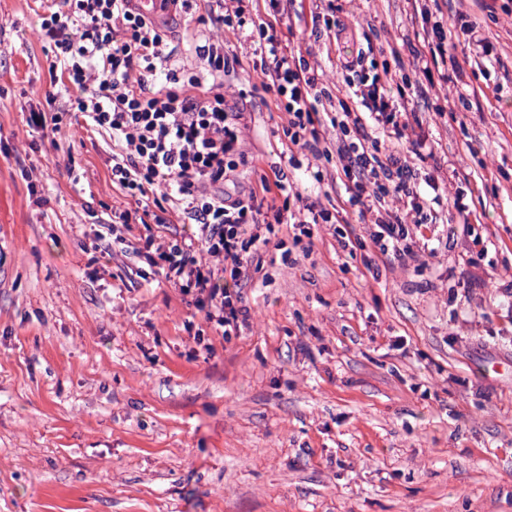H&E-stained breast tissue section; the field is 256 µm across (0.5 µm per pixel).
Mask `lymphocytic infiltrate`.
Returning a JSON list of instances; mask_svg holds the SVG:
<instances>
[{
    "label": "lymphocytic infiltrate",
    "instance_id": "1",
    "mask_svg": "<svg viewBox=\"0 0 512 512\" xmlns=\"http://www.w3.org/2000/svg\"><path fill=\"white\" fill-rule=\"evenodd\" d=\"M190 8L191 0H160L153 16L135 10L132 0H63L42 29L59 50L61 89L69 92L88 127L112 139L113 187L136 197L146 211L175 205L193 228L189 242L147 241L149 265L228 338L249 326L239 286L251 251L268 246L287 222L340 224L344 216L303 202L302 192L294 191L281 171L243 191L226 189L244 158L245 125L243 108L224 94L223 78L230 71L224 45L197 40L199 70L178 74L170 66V36L157 20ZM287 8L288 0H213L210 18L228 32L249 22L255 26L262 86L288 114L286 155L307 151L335 161L349 181V204L368 206L371 241L380 254L417 260L410 241L426 237L428 227L415 219L423 204L400 157L398 138L410 122L408 110L391 96L392 77L361 73L363 51L345 53L341 71L358 75L353 94L363 109L334 103L318 72L290 49L288 34L276 21ZM370 125L393 130L394 140L368 148ZM326 126L340 131L335 143L324 141ZM279 192L301 200L295 219L268 205L269 195ZM390 197L398 209L388 207Z\"/></svg>",
    "mask_w": 512,
    "mask_h": 512
}]
</instances>
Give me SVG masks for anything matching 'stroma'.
<instances>
[{
    "label": "stroma",
    "instance_id": "stroma-1",
    "mask_svg": "<svg viewBox=\"0 0 512 512\" xmlns=\"http://www.w3.org/2000/svg\"><path fill=\"white\" fill-rule=\"evenodd\" d=\"M507 0H292L291 46L349 98L318 25L352 28L367 73L408 82L401 146L435 227L471 221L407 264L369 242V216L261 249L224 340L138 254L181 239L175 210L141 222L112 186V142L57 94L46 0H0V512H512V12ZM161 16L176 65L216 25ZM477 26L475 58L460 30ZM448 29L447 73L415 57ZM253 26L226 33L224 79L248 112L241 187L283 170L310 201L343 205L345 177L280 152L288 116L261 86ZM55 117L36 130L31 108ZM439 191H432L428 180ZM130 212L124 244L107 230ZM360 238L343 251L342 235Z\"/></svg>",
    "mask_w": 512,
    "mask_h": 512
}]
</instances>
